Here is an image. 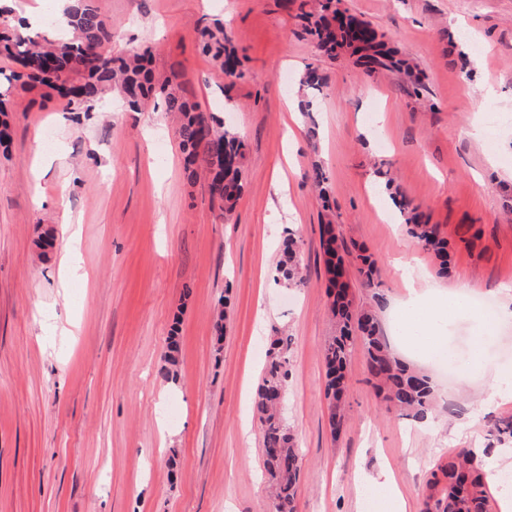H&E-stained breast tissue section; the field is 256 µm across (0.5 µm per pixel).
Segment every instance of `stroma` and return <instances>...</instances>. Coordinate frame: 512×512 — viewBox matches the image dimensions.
Wrapping results in <instances>:
<instances>
[{
  "mask_svg": "<svg viewBox=\"0 0 512 512\" xmlns=\"http://www.w3.org/2000/svg\"><path fill=\"white\" fill-rule=\"evenodd\" d=\"M345 5L415 60L423 98L348 55H318L280 0H101L108 52L153 47L155 69L177 71L200 109L241 138L246 187L229 216L204 181L188 183L162 99L131 112L113 90L96 111L70 113L15 90L0 151V512H268L262 431L245 396L278 330L293 337L283 415L301 454L296 512H356L360 472L382 466L406 512H423L439 459L512 448L495 430L512 400L483 406L479 373L420 362L439 400L421 424L387 410L359 344L344 426L329 429L322 224H335L347 267L357 246L376 254L381 303L358 277L350 285L388 337L405 294L396 259H418L433 288L498 307L512 286V0ZM203 20L231 34L241 78L201 52ZM310 66L328 86L311 115L288 112ZM316 159L330 175L328 212L309 179ZM384 172L448 238L450 276L408 235ZM66 221L80 227L84 281L58 266ZM288 230L303 241L301 288L271 277ZM479 335L512 363V321L489 327L471 311L456 323V353ZM172 338L173 381L161 373Z\"/></svg>",
  "mask_w": 512,
  "mask_h": 512,
  "instance_id": "obj_1",
  "label": "stroma"
}]
</instances>
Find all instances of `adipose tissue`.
Segmentation results:
<instances>
[{"mask_svg": "<svg viewBox=\"0 0 512 512\" xmlns=\"http://www.w3.org/2000/svg\"><path fill=\"white\" fill-rule=\"evenodd\" d=\"M413 268L414 263L410 260L395 267V274L406 291L397 338L405 349L425 356L445 343L449 305H456L461 314L466 308L457 294L434 293L424 279L413 276ZM362 488L357 512H405V503L395 489L389 471L383 470L364 479Z\"/></svg>", "mask_w": 512, "mask_h": 512, "instance_id": "obj_1", "label": "adipose tissue"}]
</instances>
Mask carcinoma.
<instances>
[{"label": "carcinoma", "mask_w": 512, "mask_h": 512, "mask_svg": "<svg viewBox=\"0 0 512 512\" xmlns=\"http://www.w3.org/2000/svg\"><path fill=\"white\" fill-rule=\"evenodd\" d=\"M295 7L299 10L298 17L304 21V33L319 53L334 58L341 51L350 50L358 55L357 62L367 72L402 76L413 96L422 95L423 83L416 66L388 46L369 21L352 14L350 19L358 23L355 28L339 20L348 12L344 0H316L308 12L304 11V5H295V0H282L283 10ZM10 14L11 9L0 4V56L16 65L5 77L7 86H0V146L10 139L7 117L14 106L12 87L15 85L23 91L43 90V96L58 99L70 113L93 111L102 102L105 91L114 87L132 111L161 96L166 111L180 116L175 134L184 154L187 179L195 182L205 176L211 200L221 202L228 214L234 210L245 191L243 142L235 133L221 129V121L216 117L199 111L187 90L175 82L176 71L162 79L157 77L151 67L152 51L148 48L132 56L106 53L104 46L113 36L112 22L99 11L94 0H76L68 12L72 37L67 41L39 40L21 32L12 23ZM196 35L202 51L223 68L238 67L237 49L232 37L224 32L223 24L204 25L196 29ZM326 85L327 79L318 68L305 69L299 80V88L305 95L300 101L302 111H310L312 101L307 96L322 92ZM310 179L323 207H329L328 177L320 163H312ZM391 199L404 217L408 234L433 256L436 274L448 277L452 262L450 245L441 236L439 226L430 223L429 217L399 192H392ZM320 245L327 263V301L336 321V335L329 337L321 350L331 432L343 427L348 391L346 369L355 338L366 351L368 379L382 394L388 409L415 422L427 421L435 407L430 378L391 353L373 310H354L341 255L344 245L334 224L324 225ZM280 251L276 280L294 288L304 287L302 240L289 232L281 241ZM356 261V272L362 283L377 288L376 255L361 247ZM290 344L289 336L271 338L254 402L262 427L263 465L270 480L268 512H295L301 469L296 437L278 407L288 386ZM484 479V463L472 453L462 450L448 457V463L432 473L425 512H489Z\"/></svg>", "instance_id": "cac0c4a2"}]
</instances>
